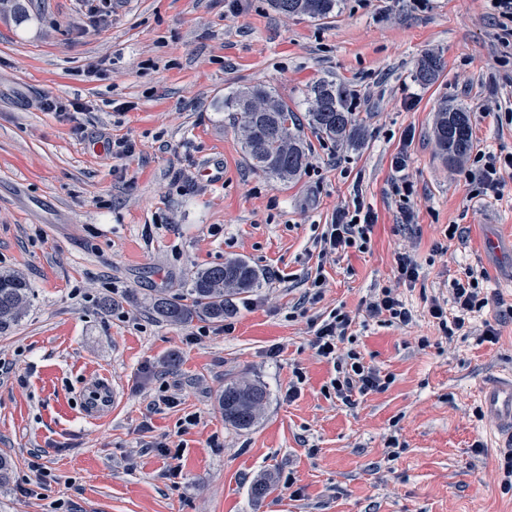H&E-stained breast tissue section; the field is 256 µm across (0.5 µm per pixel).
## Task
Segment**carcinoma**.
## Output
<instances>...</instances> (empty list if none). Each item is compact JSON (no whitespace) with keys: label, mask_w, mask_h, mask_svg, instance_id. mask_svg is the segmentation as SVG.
<instances>
[{"label":"carcinoma","mask_w":512,"mask_h":512,"mask_svg":"<svg viewBox=\"0 0 512 512\" xmlns=\"http://www.w3.org/2000/svg\"><path fill=\"white\" fill-rule=\"evenodd\" d=\"M281 13L328 19L336 15L339 0H270ZM440 63L426 55L416 79L432 83ZM307 123L318 135L343 143L355 139L348 106V91L329 80H320L305 98ZM224 109L235 113L242 148L249 163L270 178L286 182L300 174L306 163V148L296 127V115L271 91L261 86L239 89L224 98ZM433 138L444 159L462 161L473 148L470 112L443 102L434 114ZM262 273L242 258L197 272L189 296L162 297L155 301L157 313L172 324H186L203 315L216 322L235 313L236 296L259 287ZM31 288L18 275L0 274V329L21 319L30 304ZM267 393L257 382L232 379L224 384L219 405L224 422L239 429L251 428L260 418Z\"/></svg>","instance_id":"1"}]
</instances>
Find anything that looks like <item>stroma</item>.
<instances>
[{
    "instance_id": "stroma-1",
    "label": "stroma",
    "mask_w": 512,
    "mask_h": 512,
    "mask_svg": "<svg viewBox=\"0 0 512 512\" xmlns=\"http://www.w3.org/2000/svg\"><path fill=\"white\" fill-rule=\"evenodd\" d=\"M21 2L22 24L0 8V273L25 277L33 299L0 331V454L14 465L0 512H512L478 397L512 375V178L479 195L432 137L446 101L469 111L475 150L512 152V42L488 0H341L323 21L268 0H112L103 32L75 0ZM429 52L441 68L423 85ZM322 79L348 89L359 137L304 129L308 165L279 184L246 160L224 98L262 85L300 116ZM73 97L87 110L39 107ZM121 138L133 156L113 155ZM357 200L376 216L367 249L319 264L314 239ZM451 224L460 238L446 239ZM400 252L415 282L396 281ZM231 257L264 280L226 322L152 311ZM469 271L490 295L474 326L492 325L497 343H448L429 314ZM391 285L409 325L365 311ZM338 310L365 363L392 378L351 405L312 347ZM104 377L118 405L87 420L79 396ZM237 378L268 393L248 430L225 425L217 402ZM179 442L174 462L163 446ZM268 476L273 491L254 497Z\"/></svg>"
}]
</instances>
